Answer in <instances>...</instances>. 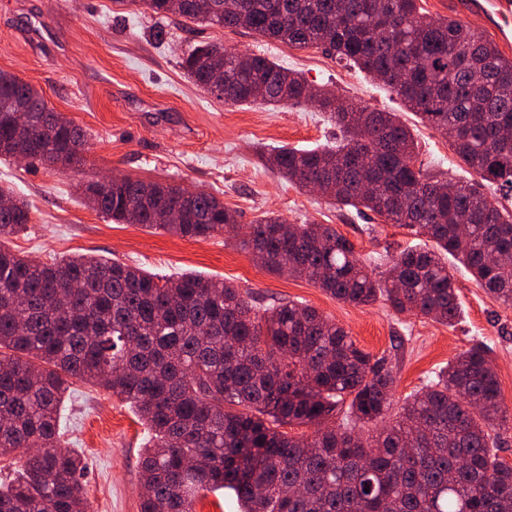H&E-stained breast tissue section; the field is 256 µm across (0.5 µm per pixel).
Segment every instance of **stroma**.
Here are the masks:
<instances>
[{
    "mask_svg": "<svg viewBox=\"0 0 512 512\" xmlns=\"http://www.w3.org/2000/svg\"><path fill=\"white\" fill-rule=\"evenodd\" d=\"M159 28L166 32L161 40L155 36ZM200 43L265 55L349 103L398 113L418 142L425 169L447 180L476 178L445 135L404 109L377 81L320 48L298 49L245 29L158 18L127 0H0V70L31 84L89 137L83 163L63 173L0 160V186L31 205L30 224L5 239V246L47 263L91 254L161 276L193 272L219 278L261 309L278 301L308 304L343 326L360 349L386 358L398 405L454 357L482 345L491 351L504 404L512 411V308L480 288L457 260H449L448 271L461 314L448 326L396 312L382 297L367 306L339 302L307 279L269 273L244 248L245 231L267 212L291 224L331 225L371 268L425 240L368 209L300 190L268 170L263 151L334 144V122L310 105L224 104L180 67L184 51ZM111 175L215 194L234 211L237 227L195 240L114 223L86 206L79 190L84 182ZM63 416L70 449L87 462L82 485L88 512H140L145 432L129 405L77 380Z\"/></svg>",
    "mask_w": 512,
    "mask_h": 512,
    "instance_id": "1",
    "label": "stroma"
}]
</instances>
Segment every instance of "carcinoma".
I'll use <instances>...</instances> for the list:
<instances>
[{
  "label": "carcinoma",
  "instance_id": "cac0c4a2",
  "mask_svg": "<svg viewBox=\"0 0 512 512\" xmlns=\"http://www.w3.org/2000/svg\"><path fill=\"white\" fill-rule=\"evenodd\" d=\"M146 10L223 29H248L299 49L318 47L379 80L435 130L478 176L452 183L416 166L411 130L394 112L355 108L299 73L257 54L198 44L181 59L203 87L224 69L216 98L244 104H315L343 137L332 148L277 147L265 165L298 188L362 206L432 247H411L375 278L354 245L328 224H288L267 214L244 247L265 270L306 278L339 301L382 296L399 311L454 325L460 306L453 256L483 290L512 307V58L461 21L426 20L418 0H130ZM31 119L30 162L64 172L83 162L86 132L51 111L38 91L0 70V157L25 141L9 113ZM0 457L23 465L0 483V512H87L80 455L62 448V408L77 378L128 402L148 441L140 512H193L195 497L224 488L240 512H512V466L496 454L508 425L490 351L448 362L381 432L393 370L345 329L298 303L257 308L222 280L161 278L96 255L44 264L1 239L30 223V205L0 188ZM84 199L117 224L206 239L234 226L205 191L114 176ZM177 207L179 219L156 222ZM342 415L339 425L329 421ZM325 425L310 437L280 430Z\"/></svg>",
  "mask_w": 512,
  "mask_h": 512
}]
</instances>
